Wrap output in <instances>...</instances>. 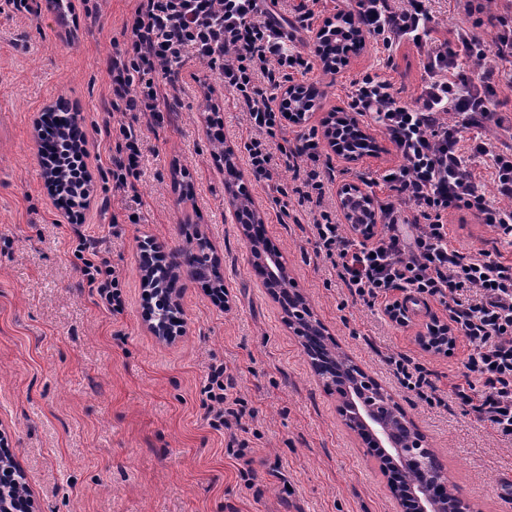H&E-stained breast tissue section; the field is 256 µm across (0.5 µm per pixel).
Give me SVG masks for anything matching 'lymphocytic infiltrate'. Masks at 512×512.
<instances>
[{
	"label": "lymphocytic infiltrate",
	"mask_w": 512,
	"mask_h": 512,
	"mask_svg": "<svg viewBox=\"0 0 512 512\" xmlns=\"http://www.w3.org/2000/svg\"><path fill=\"white\" fill-rule=\"evenodd\" d=\"M317 2L298 0L286 18L279 0H137L107 61L116 139L112 189L138 203L137 116L171 111L162 81L188 60L206 64L246 114L244 148L256 178L272 179L279 160L292 170L291 184L275 190L308 209L315 252L329 261L352 299L371 309L383 305L390 316L395 307L388 298L401 291L446 310L447 322L426 347L445 353L450 337L461 338L467 348L461 380L440 395L432 370L398 353L386 363L399 384L431 406L450 399L470 406L478 422L512 441V261L485 250L467 255L448 241V215L459 211L512 245V147L496 148L483 136L487 124L502 125L500 96L512 92V12L488 14L497 29L490 45L472 20L475 0H454L465 19L443 39L436 35L432 0H354L342 12L344 31L358 29L386 53L413 46L423 68L421 91L411 99L377 73H364L353 84V114L376 123L398 158L378 177L388 195L374 206L381 230L367 243L345 235L324 207L331 181L316 130L292 145L283 140L287 112L278 92L322 57L318 49L296 46L299 34L311 29ZM466 59L475 62L474 70L464 69ZM474 156L490 157L492 189L469 170ZM77 250L85 255L88 286L105 307L117 309L115 268L85 245ZM231 379L220 366L208 386L217 404L213 423L230 432L245 415L229 397ZM229 441L237 443V435L231 432Z\"/></svg>",
	"instance_id": "f902f5d3"
}]
</instances>
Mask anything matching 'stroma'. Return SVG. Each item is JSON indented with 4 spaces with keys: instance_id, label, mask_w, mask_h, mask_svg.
<instances>
[{
    "instance_id": "obj_1",
    "label": "stroma",
    "mask_w": 512,
    "mask_h": 512,
    "mask_svg": "<svg viewBox=\"0 0 512 512\" xmlns=\"http://www.w3.org/2000/svg\"><path fill=\"white\" fill-rule=\"evenodd\" d=\"M29 3L19 12L0 0V429L36 512H395L376 457L342 424L335 394L282 323L226 210L210 132L242 150L249 129L232 91L198 61L180 69L168 92L173 111L139 118L141 204L129 212L108 178L115 141L105 129L112 120L106 63L136 2L74 0L66 24L45 0ZM366 71L384 73L405 97L419 90L413 47L396 50L386 69L365 45L339 72L318 65L294 76V84L324 91L312 127L348 114L350 83ZM61 97L85 117L92 174L91 204L73 222L53 205L34 128L43 107ZM370 133L377 156L348 163L324 150L335 174L331 209L346 185L385 197L386 188L369 180L396 157L378 128ZM240 169L268 238L330 335L394 395L478 512H512V443L480 426L469 406L421 402L385 362L400 352L415 356L447 392L463 370V346L436 354L418 342L431 319L446 320L444 308L420 305L400 325L353 302L314 251L311 215L278 203L248 164ZM199 233L220 257L228 301L182 277L184 331L158 341L146 329L140 242L152 236L169 253ZM81 236L118 272L120 310H108L88 287L76 251ZM448 238L462 252L496 249L512 260V247L473 216L452 220ZM220 364L233 369L229 396L246 410L243 448L229 447L227 432L211 424L207 376Z\"/></svg>"
}]
</instances>
